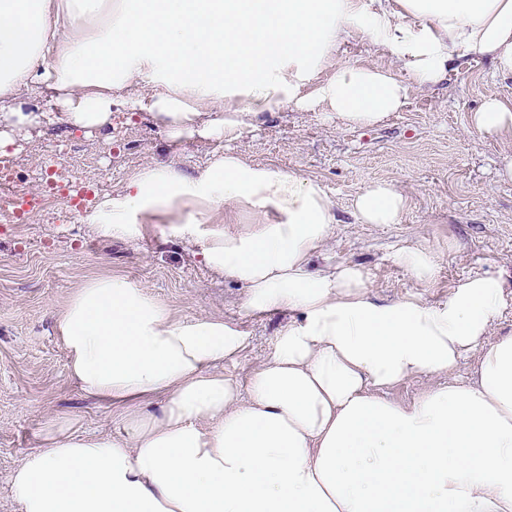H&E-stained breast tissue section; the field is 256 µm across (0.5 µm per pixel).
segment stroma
Listing matches in <instances>:
<instances>
[{
  "mask_svg": "<svg viewBox=\"0 0 512 512\" xmlns=\"http://www.w3.org/2000/svg\"><path fill=\"white\" fill-rule=\"evenodd\" d=\"M491 94L512 102V78L497 76L491 59H464L437 85L411 88L401 109L380 125L342 127L324 113L284 106L246 129L234 146L250 162L297 172L335 199L338 222L314 265L360 266L380 303L417 294L432 304L447 300L469 276L499 278L506 305L492 335L512 336V179L501 174L512 138L478 133L469 123ZM217 147L197 137L170 141L148 112L116 104L109 127L46 124L7 158L30 193L66 171L97 185L102 196L121 190L147 163L194 173ZM376 181L394 182L407 195L400 223L357 222L352 200ZM81 218L73 207L21 224L0 217V512H19L8 478L23 454L38 447L46 416L68 417L90 434L121 429L118 409L87 397L71 378L54 328L55 314L86 277L121 274L168 303L179 319L211 315L236 324L250 344L223 372L242 385L293 318L289 311L251 315L244 288L211 273L198 247L169 236L164 225H149L135 243L104 242ZM415 245L437 258L426 284L396 259Z\"/></svg>",
  "mask_w": 512,
  "mask_h": 512,
  "instance_id": "stroma-1",
  "label": "stroma"
}]
</instances>
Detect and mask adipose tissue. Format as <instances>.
<instances>
[{"label":"adipose tissue","instance_id":"ef3b65f1","mask_svg":"<svg viewBox=\"0 0 512 512\" xmlns=\"http://www.w3.org/2000/svg\"><path fill=\"white\" fill-rule=\"evenodd\" d=\"M355 31L393 69L338 62ZM481 57L512 77V0H0V152L14 131L49 120L17 107L33 89L51 92L72 127H104L120 103L149 112L169 139L231 141L286 104L379 125L409 84ZM470 123L512 136V103L488 97ZM407 206L387 181L352 202L362 224L399 223ZM236 211L251 223L225 228L219 214ZM157 222L245 286L249 311L295 318L243 396L217 367L246 349L244 331L178 320L124 276L88 277L56 331L71 377L121 408L123 432L46 418L9 477L20 512H512V337H489L498 279L467 278L434 305L377 303L358 266L311 264L335 200L230 148L192 175L136 170L99 202L90 230L135 242ZM472 351V380L452 379ZM421 374L448 381L409 403L382 396Z\"/></svg>","mask_w":512,"mask_h":512}]
</instances>
